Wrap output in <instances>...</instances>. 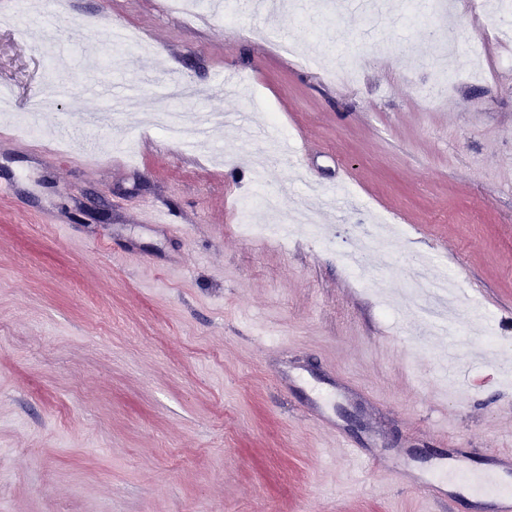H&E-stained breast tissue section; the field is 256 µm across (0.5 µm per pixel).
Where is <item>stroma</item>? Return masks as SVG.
<instances>
[{"label":"stroma","instance_id":"35a3bbf8","mask_svg":"<svg viewBox=\"0 0 512 512\" xmlns=\"http://www.w3.org/2000/svg\"><path fill=\"white\" fill-rule=\"evenodd\" d=\"M290 0L189 21L167 0H46L35 43L0 0V512H471L405 488L512 449V13L493 0ZM152 52L112 50V29ZM359 61L336 80L337 57ZM138 93L128 119L84 123ZM222 114L169 137L166 88ZM47 134L14 126L31 96ZM279 197L239 232L234 202ZM165 208L173 229L140 221ZM310 217L317 236L294 216ZM370 224L362 276L344 255ZM494 331L448 377L449 339L404 308L407 256ZM342 431L379 464H350ZM241 223L243 224H238V228L252 237L263 238L270 234H276L279 235V237H281L282 239H284L288 235V231L286 230L285 225L247 224L250 223V220L248 219V211L245 209V207L242 208Z\"/></svg>","mask_w":512,"mask_h":512}]
</instances>
